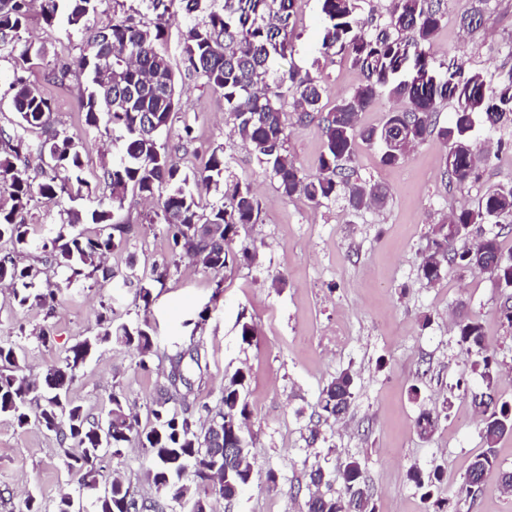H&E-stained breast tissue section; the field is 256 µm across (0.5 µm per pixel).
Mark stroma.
I'll return each instance as SVG.
<instances>
[{"instance_id":"stroma-1","label":"stroma","mask_w":512,"mask_h":512,"mask_svg":"<svg viewBox=\"0 0 512 512\" xmlns=\"http://www.w3.org/2000/svg\"><path fill=\"white\" fill-rule=\"evenodd\" d=\"M473 2L445 0L447 17L428 50L429 60L441 73L463 78L479 72L496 86L512 79V0H487L486 26L470 33L461 28L460 17ZM180 28L173 23L164 44L182 90L172 128L192 126L195 141L178 154L177 163L192 172L214 147L223 146L233 178L251 183L261 206L260 222L240 230L233 244L237 252L250 248L253 260L234 261L218 274L189 259L166 269L171 248L165 227L148 223L149 204L131 196L114 214L116 222L132 224L135 231L108 257L112 278L73 283L51 312L20 306L9 289L0 287V342L21 346L35 375L96 333L102 306L129 323L148 320L155 337L147 367H140L136 351L110 344L79 373L70 398L95 417L106 414L116 391L140 420H148L161 390L170 386L169 358L179 352L190 362L178 389L198 417L219 406L225 376L245 369L255 474L233 502L212 497L213 512H306L311 468L328 471L330 490L336 493L343 486L340 471L351 457L362 463L376 512H428L421 489L406 474L413 467L426 471L434 466L444 470L445 478L433 494L450 499L452 512H512V496L491 486L472 499L455 497L483 442L478 420L461 423L452 414L471 406V392L482 390L483 383L450 324L454 314L479 321L501 372L497 396L512 403V333L501 317L508 290L487 272L445 274L431 286L418 276L430 225L454 208L474 204L493 184L512 180V123L491 131L475 122L472 139L485 162L479 180L466 188L450 184L447 149L431 138L395 167L380 164L377 148L360 145L354 167L361 178L387 187L384 210L355 214L339 202L317 206L287 198L233 134L222 94L186 75ZM24 35L48 48L43 64L26 77L51 101L57 121L81 136L86 177L95 180L118 156L112 134L84 130L78 79L59 85L47 76L55 63L76 60L81 37L46 25L36 9ZM320 35L319 0H298L288 51L275 59L274 67L321 76L329 105L358 85L362 74L345 55L322 53ZM284 119L298 166L315 170L324 149L321 124L297 122L290 112ZM131 254L139 272L163 276L150 303H143L135 285L125 280ZM246 322L257 329L249 344L240 336ZM44 325L53 333L52 346L24 338V331ZM339 327L351 343L336 352L325 338ZM346 368L355 375L354 397L347 414L333 422L321 416L317 401L323 386ZM442 407L450 419L441 421L431 440L420 439L415 431L420 412ZM314 425L321 438L311 448L305 438ZM63 456L53 433L34 424L18 427L0 415V512H19L29 493L43 512H53L60 494L74 490L77 482L64 468ZM150 466L145 450L133 443L122 459L102 463L104 475L120 471L126 485L144 499L155 496L146 479ZM271 471L277 476L273 489L267 482Z\"/></svg>"}]
</instances>
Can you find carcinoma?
<instances>
[{
	"label": "carcinoma",
	"mask_w": 512,
	"mask_h": 512,
	"mask_svg": "<svg viewBox=\"0 0 512 512\" xmlns=\"http://www.w3.org/2000/svg\"><path fill=\"white\" fill-rule=\"evenodd\" d=\"M179 2L185 18L183 37L187 74L222 93L228 121L241 142L252 148L259 163L276 182L278 191L321 205L341 198L355 213L382 209L387 190L379 183L356 175L352 163L358 144L380 148V163L396 166L407 151L434 136L448 146L446 174L463 188L477 179L479 158L469 132L473 116L479 114L486 127L494 129L512 118V90L503 87L493 93L483 75L470 74L462 81L454 75H440L430 69L426 48L446 16L441 0H392L386 22L369 33L356 20L360 0H320L322 49L345 54L361 71L363 80L348 94L336 98L325 110V88L317 75L290 69L286 73L271 67V58L288 49V27L297 0H223L218 9L203 12L201 0H152L156 5ZM29 0H0V58H11L23 70L40 65L48 54L44 45L22 40ZM41 15L51 25L63 19L67 33L82 36L81 53L73 63L59 62L52 69L54 82L63 84L71 76L86 75L80 108L85 129L101 125L119 130L113 138L119 161L103 168L98 179L110 190V205L92 210L75 207L60 210L57 235L43 244L45 262L67 271L64 281L41 286L40 270L22 264L16 255L29 246L35 225L24 213L35 197L61 203L88 198L93 193L84 177L85 161L81 138L56 125L51 101L27 79L16 76L9 84L14 117L7 130L0 127V185L10 206L0 201V243L12 251L0 256V284L13 287L21 306L51 305L56 297L80 279L112 277L105 255L122 244L129 226L113 222L114 211L123 207L128 194L157 200L150 224H164L173 248L216 274L227 265L231 245L239 228L259 222L261 208L248 182L228 180V162L222 146L212 149L207 159L191 173L183 172L176 154L192 144V129L185 126L175 136L170 132L174 115L181 110L177 75L161 45L166 27L175 14L163 11L147 23L127 12L112 10L107 22L90 23L101 0H39ZM484 10L461 15L467 29L483 26ZM469 91L470 108H454L448 125L438 120L440 106L455 102L454 90ZM386 93L402 107L388 113L378 126L360 125V115ZM290 106L299 122L320 115L324 150L316 170L304 174L288 150L283 116ZM221 200L203 205L202 196L211 190ZM507 229L512 225V181L488 188L474 207H462L431 227L419 265V276L427 284L439 281L442 271L490 270L496 279L512 287V253L506 255L499 234L486 233L490 221ZM93 225L90 231L82 229ZM477 231L474 241L462 248L460 241ZM128 279L134 280L144 304H149L151 284L138 273L137 259L128 257ZM96 334L86 336L65 349L58 362L42 374L26 373L25 355L11 344L0 343V415L11 417L23 428L35 422L56 433L61 443L72 442L80 452H64L63 465L77 476L76 498L85 512H122L120 503L129 493L122 479L112 477L110 498L96 493L103 483L99 463L103 447L113 458L122 456L125 444L136 439L151 456L153 483L158 498L141 500L146 512H177L182 499H209L207 489L213 461L206 452L209 435L176 400L157 401L147 425L127 406L125 397L112 392L107 418L111 441L103 443L97 434V419L69 398L70 388L86 362L107 343L115 342L136 350L145 358L153 353V328L148 321L127 323L110 308L97 315ZM458 342L480 357L476 366L486 390L497 382V360L486 347L480 323L464 315L456 321ZM246 373L239 369L224 379L222 407L209 418L224 423V442L236 448L224 457V489L218 496L231 502L251 482L254 464L245 433L251 411L243 397ZM354 375L349 370L336 374L321 390L318 407L326 417L338 420L350 407ZM441 414L423 411L415 428L423 440H430L439 427ZM480 435L485 450L470 463L459 494L473 495L476 477H496L502 491L512 490V471L500 469L495 446L512 435V404L486 400ZM344 490L337 495L317 493L307 502V512H375L373 492L363 478L361 462L349 458L343 466ZM407 478L423 498H432V487L444 479L435 467L424 472L416 467Z\"/></svg>",
	"instance_id": "cac0c4a2"
}]
</instances>
